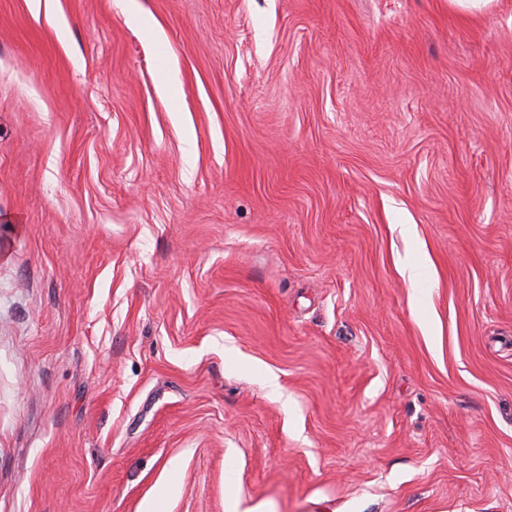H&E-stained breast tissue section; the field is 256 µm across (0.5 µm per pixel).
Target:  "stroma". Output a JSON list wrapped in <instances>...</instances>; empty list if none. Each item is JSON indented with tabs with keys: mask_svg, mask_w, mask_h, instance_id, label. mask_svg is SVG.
I'll return each instance as SVG.
<instances>
[{
	"mask_svg": "<svg viewBox=\"0 0 512 512\" xmlns=\"http://www.w3.org/2000/svg\"><path fill=\"white\" fill-rule=\"evenodd\" d=\"M150 498L512 512V0H0V512Z\"/></svg>",
	"mask_w": 512,
	"mask_h": 512,
	"instance_id": "35a3bbf8",
	"label": "stroma"
}]
</instances>
